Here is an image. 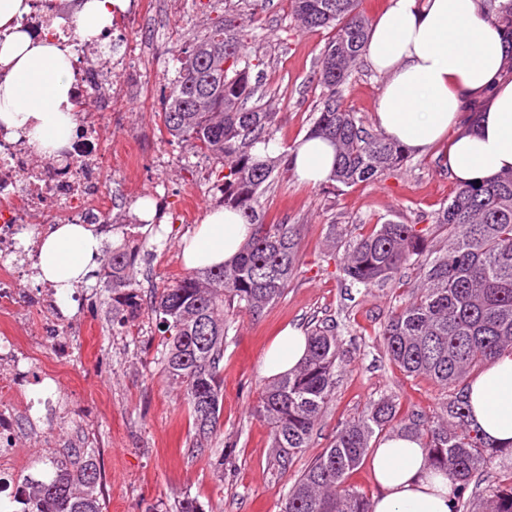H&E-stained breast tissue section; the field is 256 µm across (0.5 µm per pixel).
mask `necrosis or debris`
<instances>
[{"mask_svg": "<svg viewBox=\"0 0 512 512\" xmlns=\"http://www.w3.org/2000/svg\"><path fill=\"white\" fill-rule=\"evenodd\" d=\"M53 0H31L22 24L30 32L49 35L74 48L72 60L77 102L94 97L95 117L79 119L70 146L41 164H33L34 147L0 129V512L13 502L16 473L22 458L16 437L32 411L65 420L68 395L56 370L39 368L40 356L65 360L75 335L69 318L49 285L35 284L38 248L31 233L43 234L52 223L94 224L112 231V210L118 207L103 184L106 156L99 141L101 123H117L113 107L119 89L108 79L112 70L128 69L134 49L124 45L108 54L106 44L81 41L72 28L57 24ZM28 245H21V238ZM33 323L27 339L15 328Z\"/></svg>", "mask_w": 512, "mask_h": 512, "instance_id": "4bbe7bcc", "label": "necrosis or debris"}]
</instances>
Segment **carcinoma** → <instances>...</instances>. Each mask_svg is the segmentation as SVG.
<instances>
[{
    "label": "carcinoma",
    "mask_w": 512,
    "mask_h": 512,
    "mask_svg": "<svg viewBox=\"0 0 512 512\" xmlns=\"http://www.w3.org/2000/svg\"><path fill=\"white\" fill-rule=\"evenodd\" d=\"M249 20L226 12L187 39L174 57L176 77L167 84L161 128L216 159L214 188L224 207L254 225L237 258L216 268L190 270L155 293L147 312L163 336L160 363L187 401L196 435L217 431L223 406L226 307L253 317L280 299L300 269V225L266 222L261 198L292 158L259 160L258 142L272 140L275 113L247 107L259 57L251 50L254 24L266 0H245ZM291 14L307 30L328 31L320 57V94L308 136L336 146L329 181L345 187L374 182L403 167L406 147L364 126L345 102L342 87L357 70L368 40L361 0H289ZM447 244L432 250L435 229ZM141 253L112 248L98 275L112 281V322L141 314L133 274ZM340 270L352 283L381 286L410 270L415 285L380 324L388 361L410 377L431 380L446 393L439 410L404 413L382 395L340 423L327 448L288 489L281 512H372V502L346 484L371 441L390 431L415 436L427 448V465L454 484L455 512H512V447H495L469 421L467 391L492 360L512 355V171L489 182L458 185L431 223L375 224L348 244ZM307 353L293 370L273 378L254 413L270 429L282 466L309 447L333 399L341 362L336 325H318ZM511 460L492 474L495 458ZM16 496L17 512H104L103 476L94 454L76 450L41 461ZM482 489L476 501L469 485Z\"/></svg>",
    "instance_id": "cac0c4a2"
}]
</instances>
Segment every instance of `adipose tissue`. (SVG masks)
Segmentation results:
<instances>
[{
	"label": "adipose tissue",
	"instance_id": "obj_1",
	"mask_svg": "<svg viewBox=\"0 0 512 512\" xmlns=\"http://www.w3.org/2000/svg\"><path fill=\"white\" fill-rule=\"evenodd\" d=\"M124 0H78L69 16L82 40L98 38ZM30 0H0V125L44 155L68 145L77 122L71 54L49 38H39L21 21ZM512 0H389L370 24L364 60L382 75L376 127L387 138L422 154L444 146L456 183L488 181L512 171V80L502 64L512 50V32L503 19ZM480 104L475 123L462 121L468 103ZM293 174L305 185L328 180L335 163L333 145L321 138L295 143ZM253 234L241 213H208L181 255L188 267L230 263ZM101 243L82 224L56 225L39 250L40 278L67 299L95 267ZM307 351L302 329L289 325L268 347L264 376L296 367ZM475 423L495 445H512V356L490 362L470 385ZM381 488L373 512H452L453 487L428 469L426 450L416 437L394 433L368 458Z\"/></svg>",
	"mask_w": 512,
	"mask_h": 512
}]
</instances>
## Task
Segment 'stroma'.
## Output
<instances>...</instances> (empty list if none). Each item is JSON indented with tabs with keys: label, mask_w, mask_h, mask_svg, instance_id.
Returning <instances> with one entry per match:
<instances>
[{
	"label": "stroma",
	"mask_w": 512,
	"mask_h": 512,
	"mask_svg": "<svg viewBox=\"0 0 512 512\" xmlns=\"http://www.w3.org/2000/svg\"><path fill=\"white\" fill-rule=\"evenodd\" d=\"M244 8L243 0H154L153 25L144 29L125 22L117 30L135 45L137 67L113 72V84L130 83L143 72L153 90H160L175 74L174 51L200 33L203 19ZM326 39V31L297 27L288 0H268L256 31L261 63L252 79L260 84L257 106L277 114L275 154L307 133L320 93L316 73ZM383 82V76L364 65L343 87L347 103L370 127ZM119 109V125L101 131L104 149L120 156L129 137L151 135L166 142L171 155L165 171L170 211L162 218L161 233L150 236L149 255L136 276L137 292L147 303L163 284L185 272L181 239L191 237L208 211L219 208V196L205 179L217 163L194 155L187 144L170 141L149 96L121 100ZM151 179L144 164L129 170L118 163L106 171V185L124 180L135 190L123 209L113 210L117 227L103 237V252L123 243L124 214L138 212L136 191L148 188ZM455 186L438 149L410 154L402 169L368 185L306 186L293 174L280 176L264 193L263 207L267 221L300 225L302 266L282 298L259 317L229 319L220 428L205 441L195 434L180 388L162 370V338L154 322L143 315L125 326L113 324L112 289L104 279L90 277L72 294L69 313L80 320V332L71 357L58 367L72 399L71 422L51 431L50 449L41 439L46 423L23 429L17 441L22 455L31 460L72 448L93 449L103 473L104 512H176L185 495L196 497L205 512H280L289 487L327 448L337 425L361 413L370 401L389 394L407 412L441 402L432 382L407 377L390 365L377 335L395 300L407 295L412 277L365 289L344 279L334 260L364 226L428 224ZM329 319L335 321L346 352L335 396L311 446L284 467L267 426L252 413L267 383L262 359L284 326L308 332Z\"/></svg>",
	"instance_id": "1"
}]
</instances>
